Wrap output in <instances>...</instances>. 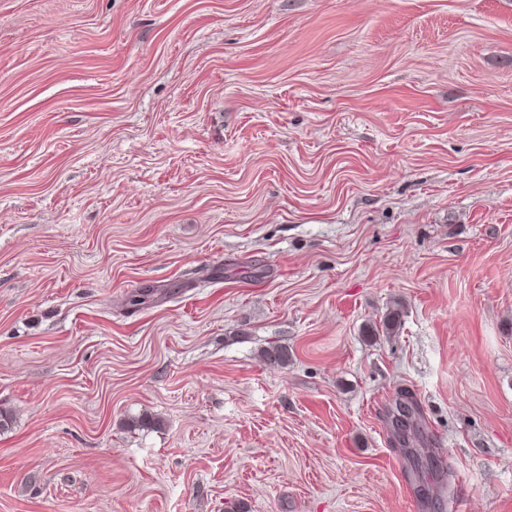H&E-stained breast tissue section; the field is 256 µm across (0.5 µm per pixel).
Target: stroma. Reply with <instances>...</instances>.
Wrapping results in <instances>:
<instances>
[{
  "instance_id": "1",
  "label": "stroma",
  "mask_w": 512,
  "mask_h": 512,
  "mask_svg": "<svg viewBox=\"0 0 512 512\" xmlns=\"http://www.w3.org/2000/svg\"><path fill=\"white\" fill-rule=\"evenodd\" d=\"M0 410V512H512V0H0Z\"/></svg>"
}]
</instances>
